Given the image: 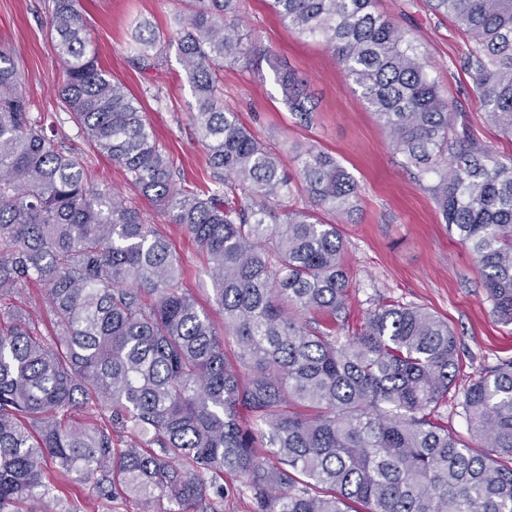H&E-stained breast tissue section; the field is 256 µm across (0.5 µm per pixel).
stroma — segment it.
Returning a JSON list of instances; mask_svg holds the SVG:
<instances>
[{
  "label": "stroma",
  "instance_id": "1",
  "mask_svg": "<svg viewBox=\"0 0 512 512\" xmlns=\"http://www.w3.org/2000/svg\"><path fill=\"white\" fill-rule=\"evenodd\" d=\"M376 8L398 18L407 38L418 45L432 76L457 106L458 126L490 145L499 158L512 156V139L487 121L460 69L465 35L434 16L422 0H376ZM184 9L182 0H79L83 21L95 36L100 68L140 98L148 123L173 161L177 181L203 187L211 185L213 173L189 109L190 84L176 46H162L156 68L147 71L132 63L129 51L137 22L150 21L168 34L175 15ZM50 29L48 0H0V43L12 52L34 114L52 123L55 141L81 154L93 184L120 192L140 208L145 223L168 238L184 273V287L216 325H223L205 255L180 225L170 223L127 183L122 168L98 153L64 112L56 94L63 73ZM240 30L257 54L225 67V105L236 108L256 136L279 148L285 172L295 170L291 146L312 141L353 176L358 185L355 210L328 217L338 224L345 244L350 322L362 324L380 301L418 305L447 321L460 338L462 371L452 389L453 401L441 410V421L468 439L455 398L476 371L512 357V325L500 323L493 314L469 250L449 233L424 184L393 154L384 129L347 84L334 54L290 32L265 0H243ZM277 65L294 69L306 80L316 104L310 124H299L289 112L274 79ZM62 484L65 498L82 503L84 512H143L137 500L126 496L109 505L95 501L90 483L82 479L69 476Z\"/></svg>",
  "mask_w": 512,
  "mask_h": 512
}]
</instances>
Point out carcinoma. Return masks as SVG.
<instances>
[{
  "instance_id": "obj_1",
  "label": "carcinoma",
  "mask_w": 512,
  "mask_h": 512,
  "mask_svg": "<svg viewBox=\"0 0 512 512\" xmlns=\"http://www.w3.org/2000/svg\"><path fill=\"white\" fill-rule=\"evenodd\" d=\"M375 0H266L288 30L337 55L352 88L471 251L498 320L512 324V157L456 127L419 48ZM77 0H52L63 108L97 152L183 227L207 257L219 330L167 239L88 180L31 117L22 74L0 49V298L46 288L54 335L25 305L0 311V512L57 501V477L92 482L156 512H224V473L253 512H512V357L477 377L460 407L472 443L437 420L459 372V338L412 304L383 302L357 331L336 224L352 176L319 145L295 174L224 107V64L249 60L241 0H186L174 40L215 185L179 187L139 100L99 68ZM469 37L460 68L488 120L512 137V0H429ZM140 68L164 34L139 21ZM309 124L316 104L273 66ZM310 206L283 204L296 188ZM237 347L234 360L224 340ZM88 419L69 422L71 410ZM485 447L477 454L471 447Z\"/></svg>"
}]
</instances>
